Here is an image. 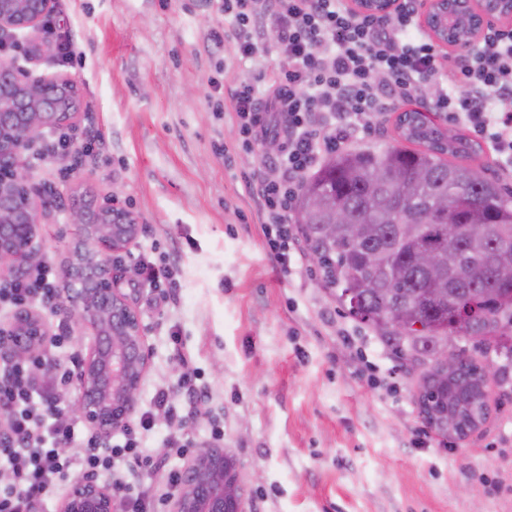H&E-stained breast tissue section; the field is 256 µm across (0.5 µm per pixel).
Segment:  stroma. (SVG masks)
<instances>
[{"label": "stroma", "mask_w": 512, "mask_h": 512, "mask_svg": "<svg viewBox=\"0 0 512 512\" xmlns=\"http://www.w3.org/2000/svg\"><path fill=\"white\" fill-rule=\"evenodd\" d=\"M219 0H54L45 29L31 32L34 75L72 78L80 121L64 154L44 140L43 160L27 165L53 203L41 227L59 290L74 246L75 204L111 193L139 231L112 273L145 329L150 364L139 408L153 410L156 387L183 374L209 392L194 443L224 430L246 512H512V350L464 336L448 339L497 374L488 383L489 414L474 432L448 439L423 422L418 391L429 361L400 355L350 315L326 288L315 259L307 272L283 275L271 262L261 216L243 173L254 154L234 148L230 86L272 76L277 51L234 56L209 40L224 26ZM73 39V57L59 45ZM398 115L373 116L351 149L401 145ZM174 260L167 299L140 285L135 256ZM69 342L54 357L77 366L91 330L54 316ZM179 331L192 361L174 356Z\"/></svg>", "instance_id": "35a3bbf8"}]
</instances>
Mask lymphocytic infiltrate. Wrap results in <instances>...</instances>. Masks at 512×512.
Here are the masks:
<instances>
[{
	"label": "lymphocytic infiltrate",
	"instance_id": "f902f5d3",
	"mask_svg": "<svg viewBox=\"0 0 512 512\" xmlns=\"http://www.w3.org/2000/svg\"><path fill=\"white\" fill-rule=\"evenodd\" d=\"M417 4L397 0L393 16L373 18L355 14L347 0H223L229 25L211 30V41L232 45L244 59L273 47L283 60L265 85L236 84L231 102L239 148L252 152L270 138L280 144L276 155L259 156L257 171L244 181L261 212L271 259L284 273L303 264L290 218L306 181L355 136L364 118L397 103L446 114L512 171V25L487 29L461 60L454 91H433L440 51L421 27ZM271 30L272 43L266 38ZM56 278L54 263L43 261L0 302L19 308L51 301ZM70 382L64 363L48 355L0 368V413L8 417L0 461L12 477L0 486V512H36L72 467L95 476L117 460L157 475L158 484L133 494V512H157L163 487L177 486L181 474L143 452L152 413L122 426V443L104 446L90 436L78 456H70L75 428L56 396Z\"/></svg>",
	"mask_w": 512,
	"mask_h": 512
}]
</instances>
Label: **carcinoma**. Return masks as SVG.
Here are the masks:
<instances>
[{"label": "carcinoma", "instance_id": "cac0c4a2", "mask_svg": "<svg viewBox=\"0 0 512 512\" xmlns=\"http://www.w3.org/2000/svg\"><path fill=\"white\" fill-rule=\"evenodd\" d=\"M404 116L410 123L397 121L400 136L420 148L332 154L307 182L295 221L318 260L323 281L336 289L349 313L373 326L396 351L426 357L450 335L472 332L491 337L497 334L498 322L512 324V196L492 179L469 181L470 168L444 159L477 153L469 139H446L424 112L407 111ZM390 172L410 179L377 184ZM443 200L448 202V222L431 219L409 239L399 234L395 220L425 215ZM338 210L356 224H367L375 216L381 222L364 237L330 240L322 226L332 223ZM450 224L460 229L451 243ZM471 225L481 229L477 244L467 233ZM425 246L468 257L472 265L450 272L440 285L414 262L415 253ZM477 294L484 296L482 320L470 330L453 325L450 305ZM477 368L469 358L461 364L454 381L458 398H469L468 386Z\"/></svg>", "mask_w": 512, "mask_h": 512}]
</instances>
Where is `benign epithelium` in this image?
<instances>
[{"label": "benign epithelium", "mask_w": 512, "mask_h": 512, "mask_svg": "<svg viewBox=\"0 0 512 512\" xmlns=\"http://www.w3.org/2000/svg\"><path fill=\"white\" fill-rule=\"evenodd\" d=\"M51 6L52 0H0V35L42 28ZM394 8V0H354L359 14L387 17ZM423 10L435 40L463 51L491 21L512 19V0H423ZM77 101V86L64 75L37 79L16 61L0 66V288L35 272L42 255L40 226L50 215L47 199L36 203L26 155L36 150L47 130L77 118ZM70 219L79 230V244L66 269L73 287L55 309L92 330L93 344L77 372L81 394L74 412L105 441L135 416L149 365L139 316L112 276V255L126 248L138 225L112 194L103 196L92 213L72 209ZM415 263L434 277L442 275L441 256L433 248L420 249ZM50 336L42 310L21 307L13 321L0 324V358L43 356ZM462 357L446 348L432 354L442 377L456 373ZM479 421L475 410L450 411L445 434L455 438ZM59 512H122V505L112 487L80 476L70 481ZM170 512H244L235 465L224 457V449L194 452Z\"/></svg>", "instance_id": "7a95c632"}]
</instances>
